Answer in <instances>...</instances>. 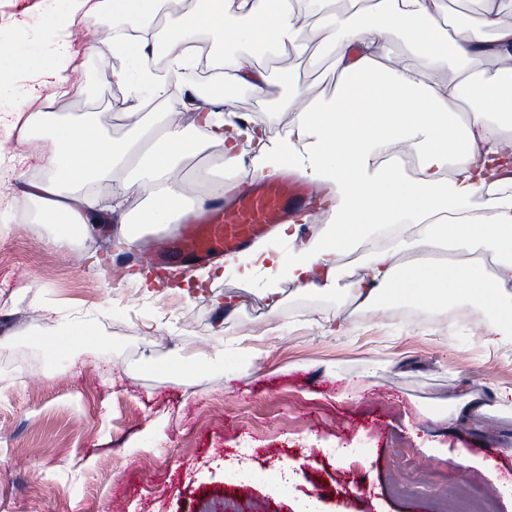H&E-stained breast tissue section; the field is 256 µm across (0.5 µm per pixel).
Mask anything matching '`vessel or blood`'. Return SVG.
Wrapping results in <instances>:
<instances>
[{"mask_svg": "<svg viewBox=\"0 0 512 512\" xmlns=\"http://www.w3.org/2000/svg\"><path fill=\"white\" fill-rule=\"evenodd\" d=\"M312 202L311 188L287 175L257 179L250 190L215 202L180 225L156 259L188 265L236 253L266 237L276 225L295 221Z\"/></svg>", "mask_w": 512, "mask_h": 512, "instance_id": "1", "label": "vessel or blood"}]
</instances>
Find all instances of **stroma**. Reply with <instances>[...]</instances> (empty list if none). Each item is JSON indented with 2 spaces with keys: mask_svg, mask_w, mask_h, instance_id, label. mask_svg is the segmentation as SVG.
<instances>
[{
  "mask_svg": "<svg viewBox=\"0 0 512 512\" xmlns=\"http://www.w3.org/2000/svg\"><path fill=\"white\" fill-rule=\"evenodd\" d=\"M46 0H0V46L38 37ZM108 14L77 15L68 30L77 56L76 94H54L18 61L39 93L37 108L65 120L91 117L105 136L130 132L141 93L112 80L131 60L90 52ZM331 41L275 58L262 92L224 78L239 113L273 129L292 120L280 106L288 67L312 99L332 96ZM0 149L22 154L0 188V512H439L465 476L512 512V347L482 342L484 310L433 306L409 319L403 300L362 306L351 296L369 251L346 247L329 292L280 282L270 309L263 277L232 266L200 287L135 278L139 248L159 245L148 192L129 196L124 216L137 242L111 224L57 247L40 205L25 195L44 175L38 133L0 106ZM226 176L208 151L186 160L188 196ZM85 323L72 352L52 353L61 317ZM470 392L489 406L479 420L449 418Z\"/></svg>",
  "mask_w": 512,
  "mask_h": 512,
  "instance_id": "stroma-1",
  "label": "stroma"
}]
</instances>
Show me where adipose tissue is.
<instances>
[{"instance_id":"1","label":"adipose tissue","mask_w":512,"mask_h":512,"mask_svg":"<svg viewBox=\"0 0 512 512\" xmlns=\"http://www.w3.org/2000/svg\"><path fill=\"white\" fill-rule=\"evenodd\" d=\"M53 2L43 20L56 29L89 7L111 13V35L92 43L91 52L134 59L136 70L115 69L113 81L134 82L154 94L165 88L156 73L159 64L195 65L198 33L223 31L225 45L232 48L224 68L235 82L259 92L268 77L239 44L285 46L298 54L303 38L337 31L335 94L308 99L303 85L282 73L288 86L284 107L294 120L275 136L258 117L234 112L229 94L199 95L192 106L195 117L186 124L169 112L151 124L134 117L130 136L118 141L103 136L88 119L64 122L53 112L29 114L27 125L42 131L50 149L45 178L29 183L25 193L56 224L57 246H69L75 233H88L93 224H117L119 237L130 239L123 208L127 197L140 191L150 195L153 224H175L186 211L204 207L207 196L185 195L181 166L215 147L234 177L233 188L289 167L322 190L321 203L335 216L322 237L304 239L297 225H280L279 234L298 244L291 260L260 245L231 258L242 280L259 270L268 274L270 307L280 303L277 282L284 276L302 288H334L343 249L387 230L391 242L372 245L352 293L355 301L373 306L392 293L417 305L461 298L490 310L485 346L512 345V199L492 196L512 187V24L500 19L504 0H481L479 30L455 37L446 28L445 0H353L356 21L342 28L337 0H189L162 58L148 54L150 40L139 32L141 21L159 12L161 0ZM398 31L421 53V63L387 49ZM30 53L54 87L68 92L70 46L49 42ZM451 60L458 67L449 76L445 66ZM476 60L491 62L492 71L472 70ZM243 139L253 143L252 154L240 152ZM400 145L418 160L415 179L380 162ZM103 182L112 186V203L105 210L86 191L89 184ZM486 193L491 202L476 208L475 199ZM405 224L421 225L420 239L402 237ZM445 242L472 252V259L458 265L428 261L426 252ZM488 246L498 255L491 271L474 256Z\"/></svg>"}]
</instances>
